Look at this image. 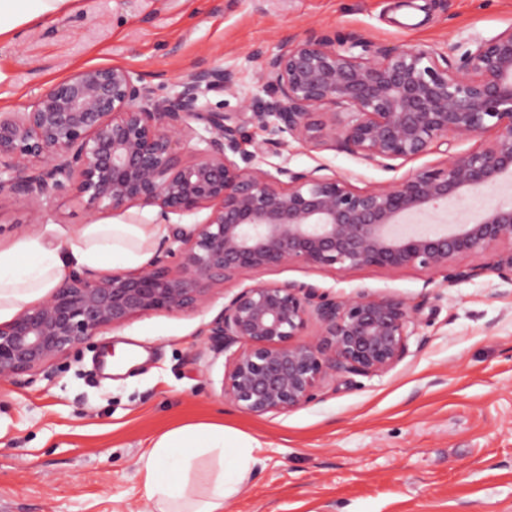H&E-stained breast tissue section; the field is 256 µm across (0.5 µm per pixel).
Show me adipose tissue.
I'll list each match as a JSON object with an SVG mask.
<instances>
[{
	"instance_id": "adipose-tissue-1",
	"label": "adipose tissue",
	"mask_w": 512,
	"mask_h": 512,
	"mask_svg": "<svg viewBox=\"0 0 512 512\" xmlns=\"http://www.w3.org/2000/svg\"><path fill=\"white\" fill-rule=\"evenodd\" d=\"M76 0H0V40L18 28L66 13ZM165 224L95 222L63 241L42 233L0 246V317L54 288L68 268L146 262L167 235ZM256 438L221 423L188 424L159 435L138 461L145 512H224L258 464Z\"/></svg>"
}]
</instances>
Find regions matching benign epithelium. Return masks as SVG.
<instances>
[{"label":"benign epithelium","instance_id":"obj_1","mask_svg":"<svg viewBox=\"0 0 512 512\" xmlns=\"http://www.w3.org/2000/svg\"><path fill=\"white\" fill-rule=\"evenodd\" d=\"M261 78L265 96L224 113L199 106L205 91L235 92L234 74L219 65L183 74L173 98L158 96L144 73L93 66L0 114V198L23 202L28 223L72 192L93 211L154 208L171 229L145 268L71 270L0 323V381L44 370L135 317L203 311L248 271L415 267L452 284L490 269L512 285L511 204L449 227L406 226L512 176V26L473 40L454 61L312 32L265 58ZM248 125L266 133L252 151ZM488 132L489 141L386 185L357 188L321 167H260L262 155L294 141L394 171L399 160ZM203 209L202 222L171 221ZM472 254L489 262L456 264ZM421 311L396 295L336 298L313 283L261 282L227 298L203 335L224 355V400L261 417L318 400L327 381L385 373L410 353Z\"/></svg>","mask_w":512,"mask_h":512}]
</instances>
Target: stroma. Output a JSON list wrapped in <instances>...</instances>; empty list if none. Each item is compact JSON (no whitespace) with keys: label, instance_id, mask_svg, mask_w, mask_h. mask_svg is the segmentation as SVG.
I'll return each instance as SVG.
<instances>
[{"label":"stroma","instance_id":"stroma-1","mask_svg":"<svg viewBox=\"0 0 512 512\" xmlns=\"http://www.w3.org/2000/svg\"><path fill=\"white\" fill-rule=\"evenodd\" d=\"M512 26V0H78V7L0 43V113L39 85L91 66L147 74L162 96L200 63L222 66L235 93L205 109L243 111L262 95V49L275 54L314 30L386 47L449 53ZM318 166L365 188L442 161L434 152L390 173L339 150L296 142L266 155ZM96 217L54 197L42 223L75 230ZM298 280L336 297L367 290L421 306L410 353L374 377L327 383L323 401L256 417L225 401L223 357L204 326L224 299L259 282ZM132 362L105 373L103 351ZM221 421L258 439L261 464L226 512H512V286L492 272L450 287L419 268L249 271L200 313H153L77 345L31 383L0 382V512H143L136 462L163 432Z\"/></svg>","mask_w":512,"mask_h":512}]
</instances>
